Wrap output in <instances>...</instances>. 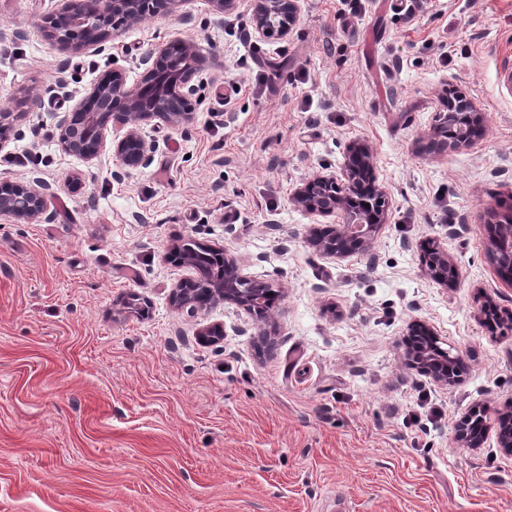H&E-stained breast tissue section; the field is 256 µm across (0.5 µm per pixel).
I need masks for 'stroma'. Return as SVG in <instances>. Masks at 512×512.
Returning a JSON list of instances; mask_svg holds the SVG:
<instances>
[{"label": "stroma", "instance_id": "35a3bbf8", "mask_svg": "<svg viewBox=\"0 0 512 512\" xmlns=\"http://www.w3.org/2000/svg\"><path fill=\"white\" fill-rule=\"evenodd\" d=\"M299 7L286 39L261 41L253 0L223 21L195 0L189 22L147 18L91 57L37 32L52 0H0V182L54 189L46 220H0V512H512V330L479 319L489 301L512 312L488 233L512 198V0ZM180 37L223 64L200 67L191 122H142L160 145L148 168L117 180L111 150L60 147L57 121L102 70L137 83L143 53ZM452 87L484 115L456 149L430 134ZM360 142L388 221L330 258L312 240L338 219L292 194ZM191 239L278 289L270 342L235 307L172 305L197 272L167 254ZM427 243L456 283L425 275ZM416 322L461 355L460 382L408 365ZM425 393L443 417L419 411ZM476 406L473 448L457 424Z\"/></svg>", "mask_w": 512, "mask_h": 512}]
</instances>
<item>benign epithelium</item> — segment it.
I'll return each instance as SVG.
<instances>
[{"label":"benign epithelium","mask_w":512,"mask_h":512,"mask_svg":"<svg viewBox=\"0 0 512 512\" xmlns=\"http://www.w3.org/2000/svg\"><path fill=\"white\" fill-rule=\"evenodd\" d=\"M55 19L42 29L44 37L62 49L75 48L93 55L106 46L121 30L140 23L149 15L161 12L181 13L183 21L191 18L187 6L194 0H94L89 11L77 0H53ZM281 0H254L253 30L262 41L284 40L297 20L299 5L290 0L288 13L280 8ZM203 57L200 48L191 40H173L151 48L142 59L146 65L141 80L128 84L123 69L112 67L102 71L89 88L87 95L76 104L75 112L57 123L58 138L65 150L85 160H92L106 145L119 161V178L128 169L148 167L159 145L144 139L138 126L158 118L176 128L190 122L194 107L192 95L197 63ZM483 113L465 95L443 102V112L433 128V134L444 137L448 129H463L482 123ZM370 164V152L356 144L345 155L339 173L319 174L295 191L298 207L317 217L344 216L336 233L352 239L361 248L371 244L376 230L386 223L389 202L378 191L374 203L358 202L344 188L357 163ZM52 185L40 178L17 182L5 193L0 192V219L15 224H32L46 211L47 197ZM504 234L490 243V254L512 256V214L500 220ZM425 274L435 282L448 285L457 281L458 270L448 254L436 250V256L426 266ZM269 284L248 276L238 260L224 254V278L213 289L206 304L225 303L250 315L261 311L264 289ZM429 347L424 356H416L414 364L439 382L446 381L448 351L439 347L433 331H428Z\"/></svg>","instance_id":"benign-epithelium-1"}]
</instances>
